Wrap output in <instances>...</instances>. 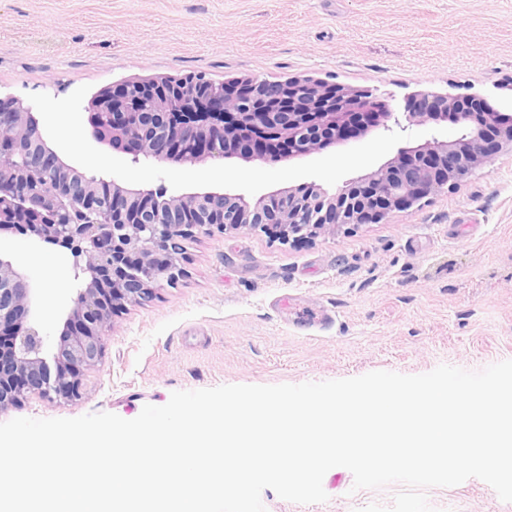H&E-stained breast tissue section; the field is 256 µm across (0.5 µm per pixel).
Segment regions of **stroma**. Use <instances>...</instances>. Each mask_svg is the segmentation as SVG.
Here are the masks:
<instances>
[{"instance_id": "1", "label": "stroma", "mask_w": 512, "mask_h": 512, "mask_svg": "<svg viewBox=\"0 0 512 512\" xmlns=\"http://www.w3.org/2000/svg\"><path fill=\"white\" fill-rule=\"evenodd\" d=\"M256 77L365 87L400 112L421 92L512 102V0H0V98L34 112L48 145L80 171L168 193L257 198L315 183L335 191L429 127L367 133L274 165L236 158L132 164L91 134L86 108L132 78ZM27 275L48 345L73 295L67 251L0 235ZM186 274L115 317L103 363L77 403L30 399L0 414L125 419L172 392L222 385L320 382L448 364L478 371L512 360V153L381 223L285 243L250 229L186 245ZM323 503L273 490L266 512H359L401 487L354 490L327 472ZM425 494L436 512H512L471 478Z\"/></svg>"}]
</instances>
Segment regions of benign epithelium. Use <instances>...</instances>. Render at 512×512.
Returning <instances> with one entry per match:
<instances>
[{"mask_svg": "<svg viewBox=\"0 0 512 512\" xmlns=\"http://www.w3.org/2000/svg\"><path fill=\"white\" fill-rule=\"evenodd\" d=\"M143 80L102 89L89 101L93 137L133 164L197 165L237 157L275 164L309 155L332 138L347 144L374 129H458L399 148L377 169L330 194L318 185L256 199L224 192L168 196L89 176L47 146L39 122L16 99L0 103V233L69 251L79 281L59 342L48 348L33 319L26 275L0 254V414L32 398L82 397L86 373L106 354L113 318L185 274L184 243L200 234L261 229L301 242L343 227L378 224L390 212L454 187L502 151L512 152V112L485 103L481 123L461 96L422 93L405 112L378 111L371 90L315 80L239 78L194 100L167 95L134 111Z\"/></svg>", "mask_w": 512, "mask_h": 512, "instance_id": "obj_1", "label": "benign epithelium"}]
</instances>
